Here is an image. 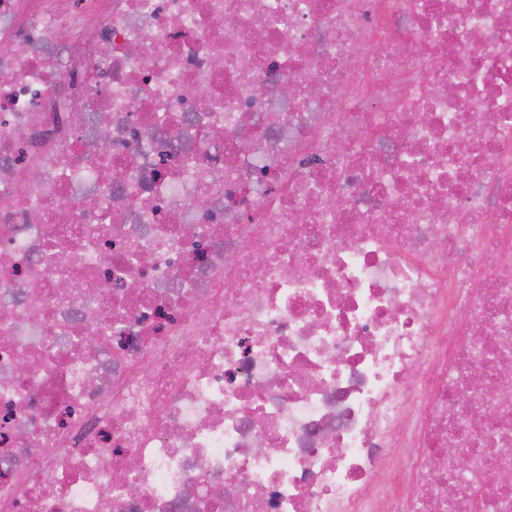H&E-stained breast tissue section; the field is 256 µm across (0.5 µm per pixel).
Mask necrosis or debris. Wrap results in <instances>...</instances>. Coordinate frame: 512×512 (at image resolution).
Listing matches in <instances>:
<instances>
[{
  "label": "necrosis or debris",
  "instance_id": "necrosis-or-debris-1",
  "mask_svg": "<svg viewBox=\"0 0 512 512\" xmlns=\"http://www.w3.org/2000/svg\"><path fill=\"white\" fill-rule=\"evenodd\" d=\"M510 236L512 0H0V512H512Z\"/></svg>",
  "mask_w": 512,
  "mask_h": 512
}]
</instances>
